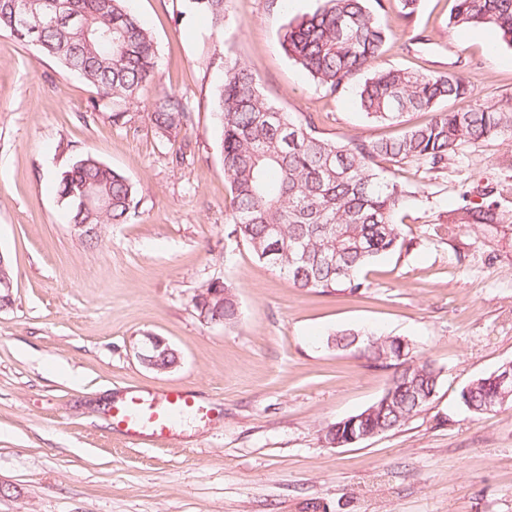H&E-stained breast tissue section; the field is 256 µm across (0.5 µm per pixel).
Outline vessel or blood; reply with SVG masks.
Instances as JSON below:
<instances>
[{
    "mask_svg": "<svg viewBox=\"0 0 512 512\" xmlns=\"http://www.w3.org/2000/svg\"><path fill=\"white\" fill-rule=\"evenodd\" d=\"M190 410L202 416L212 413L187 390H171L158 397L135 393L113 413L112 421L132 444L140 445L168 438L176 422Z\"/></svg>",
    "mask_w": 512,
    "mask_h": 512,
    "instance_id": "vessel-or-blood-1",
    "label": "vessel or blood"
}]
</instances>
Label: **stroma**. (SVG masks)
<instances>
[{
	"label": "stroma",
	"mask_w": 512,
	"mask_h": 512,
	"mask_svg": "<svg viewBox=\"0 0 512 512\" xmlns=\"http://www.w3.org/2000/svg\"><path fill=\"white\" fill-rule=\"evenodd\" d=\"M388 40L375 68L458 73L482 103L512 105V47L488 27L452 28L454 0H418L403 17L382 0ZM319 0H225L224 24L176 20L181 0H133L158 46L153 82L120 122L96 87L0 34V253L12 302L0 307V512H512V409L475 417L459 394L512 361V140L464 144L442 173L381 162L413 191L397 222L407 248L365 275V296L295 288L231 236L214 119L220 60L245 63L285 111L325 135L376 139L353 91L330 96L288 60L279 35ZM186 98L193 123L164 138L150 113ZM91 154L137 189L139 216L86 246L55 181ZM487 186L504 223L448 221L461 194ZM220 278L240 308L231 329L202 323L198 289ZM369 329L410 342L440 369L435 397L401 428L346 447L321 430L372 404L391 372L328 346ZM180 356L145 367L146 335ZM186 389L211 417L163 444L133 445L112 408L136 391Z\"/></svg>",
	"instance_id": "35a3bbf8"
}]
</instances>
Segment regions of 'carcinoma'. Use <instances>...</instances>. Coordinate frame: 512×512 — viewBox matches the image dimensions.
Returning a JSON list of instances; mask_svg holds the SVG:
<instances>
[{"instance_id":"1","label":"carcinoma","mask_w":512,"mask_h":512,"mask_svg":"<svg viewBox=\"0 0 512 512\" xmlns=\"http://www.w3.org/2000/svg\"><path fill=\"white\" fill-rule=\"evenodd\" d=\"M9 0H0V33L34 45L65 71L88 81L112 99V117L124 116L122 106L134 102L155 76L157 43L129 6L130 0H25L32 14L43 15L52 3L90 21L47 28L28 36L14 28ZM184 12L204 14L213 24L224 21V0H183ZM451 27L488 26L512 47V0H454ZM388 39L366 0H323L314 12L290 21L281 47L298 68L328 95L349 89L361 75L357 101L374 123L399 126L415 112L431 118L389 137L329 138L311 115H294L277 107L261 89L251 70L239 61L224 62V81L216 92L214 112L221 136L224 178L229 188L228 223L232 234L261 261L288 277L302 291L362 296L370 284L362 271L405 244L396 215L408 195L407 185L382 176L379 163L413 164L428 173L442 172L465 143L512 138V107L474 104L444 111L449 101L472 95L461 75L420 74L407 69L374 70L372 65ZM151 122L163 137L179 133L192 122L184 98L166 94L155 104ZM90 189L108 205L84 209L80 197ZM56 195L70 224H128L136 216L137 190L121 172L87 154L72 161L56 177ZM453 210L458 223L501 224L498 205L474 203ZM337 256L338 268L323 262ZM207 283L195 299L198 315L224 318V328L239 321L231 283L225 281L224 302L208 299ZM343 350L366 357L373 365L393 369L387 389L369 407L322 429V442H346L380 435L404 426L431 403L440 370L428 360H415L411 348L398 355L397 339L364 330H344L328 339ZM499 373L478 377L460 393L474 415L512 408V390L501 387Z\"/></svg>"}]
</instances>
